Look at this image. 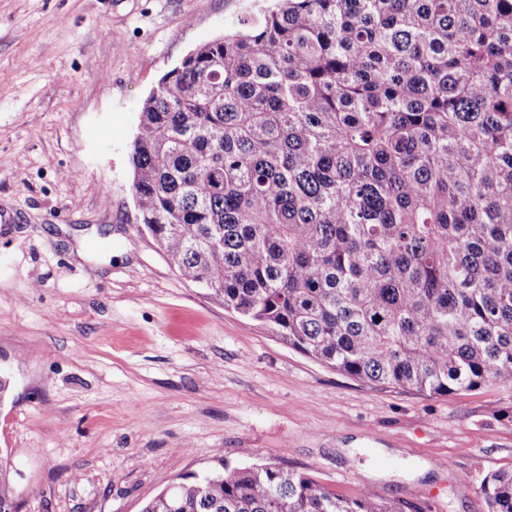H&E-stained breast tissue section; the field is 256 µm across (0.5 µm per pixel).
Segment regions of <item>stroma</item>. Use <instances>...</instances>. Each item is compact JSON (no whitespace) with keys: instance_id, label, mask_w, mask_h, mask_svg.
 <instances>
[{"instance_id":"1","label":"stroma","mask_w":512,"mask_h":512,"mask_svg":"<svg viewBox=\"0 0 512 512\" xmlns=\"http://www.w3.org/2000/svg\"><path fill=\"white\" fill-rule=\"evenodd\" d=\"M266 0H0V450L20 512H142L179 476L276 463L338 495L486 512L512 389L354 379L182 279L139 228L140 103Z\"/></svg>"}]
</instances>
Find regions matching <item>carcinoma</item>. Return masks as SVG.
Returning a JSON list of instances; mask_svg holds the SVG:
<instances>
[{
	"label": "carcinoma",
	"mask_w": 512,
	"mask_h": 512,
	"mask_svg": "<svg viewBox=\"0 0 512 512\" xmlns=\"http://www.w3.org/2000/svg\"><path fill=\"white\" fill-rule=\"evenodd\" d=\"M140 223L184 280L325 366L512 387V0H276L141 102ZM142 512H405L219 460ZM0 458V512H19ZM512 512V470L486 475Z\"/></svg>",
	"instance_id": "cac0c4a2"
}]
</instances>
